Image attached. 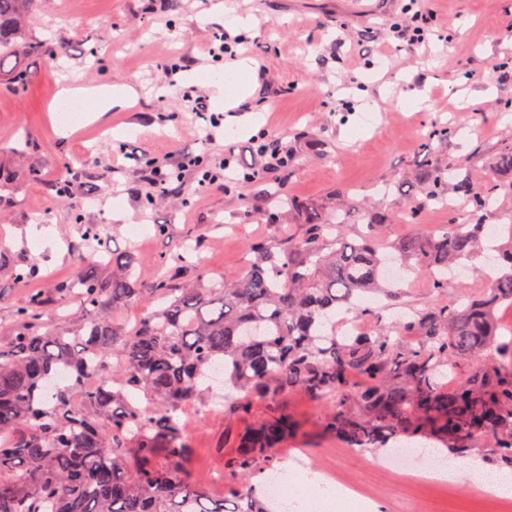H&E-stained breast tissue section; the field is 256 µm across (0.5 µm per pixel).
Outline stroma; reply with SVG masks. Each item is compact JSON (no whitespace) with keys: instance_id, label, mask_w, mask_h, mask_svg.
<instances>
[{"instance_id":"stroma-1","label":"stroma","mask_w":512,"mask_h":512,"mask_svg":"<svg viewBox=\"0 0 512 512\" xmlns=\"http://www.w3.org/2000/svg\"><path fill=\"white\" fill-rule=\"evenodd\" d=\"M218 3L225 16L211 18ZM368 3L362 10L356 0H36L29 29L38 48L19 59L28 83L0 85V195L9 202L0 212L7 244L0 252V340L31 289L52 288L83 261L72 210L52 199L64 166L79 175L81 222L97 225L113 250L132 255L141 280L162 267L178 284L196 274L175 259L184 239L196 243L209 274L232 278L250 260L246 241L296 232V225L263 218L274 190L325 201L351 187L386 219L389 241L413 233L396 218L402 198L382 196L380 188L410 176L419 159L417 132L440 112L454 114L459 132L438 153L485 183L491 159L512 147V0H433L439 37L411 53L397 50L392 29L409 23L414 0ZM224 32L259 47L244 60L254 70L246 102L260 119L240 121L207 143L185 94L198 90L213 112L222 109L218 94L237 95L224 63L202 52ZM170 63L180 67L171 80ZM65 87L92 91L84 122L67 129L51 110ZM416 94L426 97L425 109L406 108ZM116 128L122 140L107 137ZM262 133L290 153L280 171L203 192L188 177L180 198H152L143 160L168 165L192 154L253 167L259 160L248 146ZM116 165L114 187L102 175ZM134 224L144 233L137 242L129 235ZM28 254L40 256L39 274L20 286L13 272ZM400 286L405 301L421 309L478 295L485 282L469 274L438 293L420 268L407 271ZM276 404L299 425L280 450L284 481L298 478L302 466L328 469L369 494L365 501L317 497L313 512H498L495 500L473 491L485 469L460 470L451 482L435 484H408L394 469L376 476L324 431L321 403L287 392ZM183 423L196 479L224 496L223 412L192 406Z\"/></svg>"}]
</instances>
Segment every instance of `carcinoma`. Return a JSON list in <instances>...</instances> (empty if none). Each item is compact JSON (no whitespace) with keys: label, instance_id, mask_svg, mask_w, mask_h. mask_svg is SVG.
Returning a JSON list of instances; mask_svg holds the SVG:
<instances>
[{"label":"carcinoma","instance_id":"carcinoma-1","mask_svg":"<svg viewBox=\"0 0 512 512\" xmlns=\"http://www.w3.org/2000/svg\"><path fill=\"white\" fill-rule=\"evenodd\" d=\"M35 0H0V72L25 85V70L7 67L34 49L27 18ZM458 129L434 122L422 137L417 189L397 214L419 225L428 211L448 214L436 232L418 230L389 244L405 265L423 266L433 288L448 287V271L479 255L486 218L502 178L512 181V149L496 156L487 187L465 167H451L432 144ZM464 208L448 207V184ZM56 198L78 210L77 176L66 167ZM333 207L275 196L264 217L286 214L299 232L253 239L246 269L226 280L197 270L181 286L158 272L138 288L128 254L110 249L92 224L75 223L100 263V276L80 267L45 294L33 292L13 314L0 346V512H277L251 483L272 468L278 448L293 437V419L272 407L285 392L322 403L324 430L351 448H394L434 441L452 457L512 471V340H501L496 313L512 306V241L486 256L507 275L481 294L387 317L371 307H402L387 284L380 241L386 224L341 191ZM359 217L363 229L343 228ZM155 308L126 330L117 310L140 297ZM80 300L85 321L59 331L67 299ZM348 310L372 321L364 334L336 331ZM487 365L461 383L448 371L475 358ZM101 384L83 386L86 374ZM271 404L234 438L225 461L238 480L233 500H216L194 481L187 406L224 404L235 416L252 397Z\"/></svg>","mask_w":512,"mask_h":512}]
</instances>
